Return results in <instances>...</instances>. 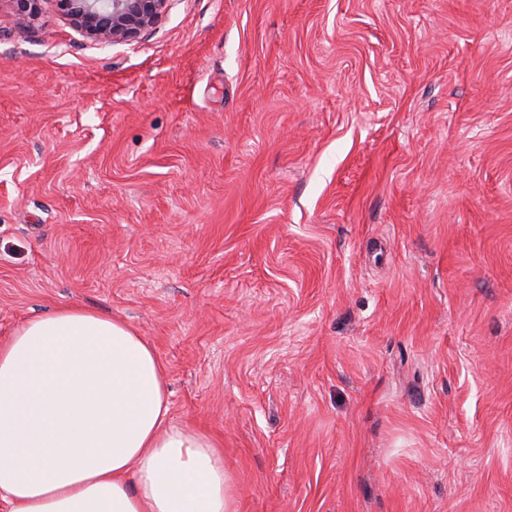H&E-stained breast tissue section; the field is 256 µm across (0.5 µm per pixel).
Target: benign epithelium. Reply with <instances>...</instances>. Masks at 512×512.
<instances>
[{"mask_svg": "<svg viewBox=\"0 0 512 512\" xmlns=\"http://www.w3.org/2000/svg\"><path fill=\"white\" fill-rule=\"evenodd\" d=\"M22 21L35 19L39 0H7ZM169 0H57L60 11L84 36L100 44L132 42L154 27Z\"/></svg>", "mask_w": 512, "mask_h": 512, "instance_id": "7a95c632", "label": "benign epithelium"}]
</instances>
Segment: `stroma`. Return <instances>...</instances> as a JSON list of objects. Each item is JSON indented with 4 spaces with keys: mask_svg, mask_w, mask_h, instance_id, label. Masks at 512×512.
I'll return each instance as SVG.
<instances>
[{
    "mask_svg": "<svg viewBox=\"0 0 512 512\" xmlns=\"http://www.w3.org/2000/svg\"><path fill=\"white\" fill-rule=\"evenodd\" d=\"M71 305L237 512H512V0H0V344ZM60 11L84 36L100 44L133 42L154 27L169 0H57Z\"/></svg>",
    "mask_w": 512,
    "mask_h": 512,
    "instance_id": "35a3bbf8",
    "label": "stroma"
}]
</instances>
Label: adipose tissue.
I'll return each instance as SVG.
<instances>
[{
	"label": "adipose tissue",
	"instance_id": "1",
	"mask_svg": "<svg viewBox=\"0 0 512 512\" xmlns=\"http://www.w3.org/2000/svg\"><path fill=\"white\" fill-rule=\"evenodd\" d=\"M9 512H236L224 457L173 423L164 369L127 322L64 307L0 344Z\"/></svg>",
	"mask_w": 512,
	"mask_h": 512
}]
</instances>
